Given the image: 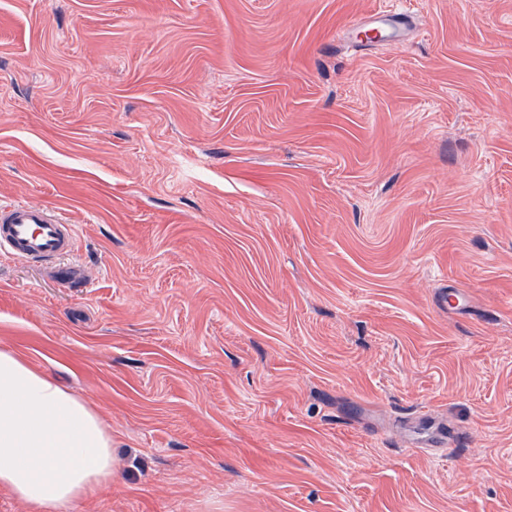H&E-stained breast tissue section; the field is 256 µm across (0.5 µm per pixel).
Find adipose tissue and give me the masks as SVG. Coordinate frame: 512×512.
Returning <instances> with one entry per match:
<instances>
[{
    "label": "adipose tissue",
    "instance_id": "obj_1",
    "mask_svg": "<svg viewBox=\"0 0 512 512\" xmlns=\"http://www.w3.org/2000/svg\"><path fill=\"white\" fill-rule=\"evenodd\" d=\"M114 477L112 433L90 404L0 349V489L46 512Z\"/></svg>",
    "mask_w": 512,
    "mask_h": 512
}]
</instances>
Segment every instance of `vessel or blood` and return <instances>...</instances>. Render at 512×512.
<instances>
[{
    "label": "vessel or blood",
    "mask_w": 512,
    "mask_h": 512,
    "mask_svg": "<svg viewBox=\"0 0 512 512\" xmlns=\"http://www.w3.org/2000/svg\"><path fill=\"white\" fill-rule=\"evenodd\" d=\"M76 237V225L53 218L45 206L27 202L0 205V251L44 263L50 275L73 287L82 286V273L60 265L59 260L73 252Z\"/></svg>",
    "instance_id": "b4317fda"
}]
</instances>
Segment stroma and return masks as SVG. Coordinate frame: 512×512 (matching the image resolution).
<instances>
[{
    "label": "stroma",
    "mask_w": 512,
    "mask_h": 512,
    "mask_svg": "<svg viewBox=\"0 0 512 512\" xmlns=\"http://www.w3.org/2000/svg\"><path fill=\"white\" fill-rule=\"evenodd\" d=\"M0 347L88 400L68 512H512V0H0ZM76 237V225L53 218L43 205H0V251L26 261L45 262L50 275L70 286L83 287L84 277L78 269L57 263L74 251Z\"/></svg>",
    "instance_id": "obj_1"
}]
</instances>
